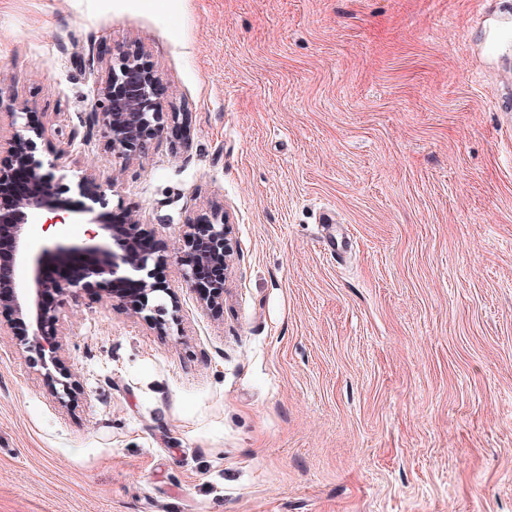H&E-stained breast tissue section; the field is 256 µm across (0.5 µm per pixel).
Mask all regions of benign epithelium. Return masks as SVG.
I'll return each instance as SVG.
<instances>
[{
	"label": "benign epithelium",
	"mask_w": 512,
	"mask_h": 512,
	"mask_svg": "<svg viewBox=\"0 0 512 512\" xmlns=\"http://www.w3.org/2000/svg\"><path fill=\"white\" fill-rule=\"evenodd\" d=\"M160 79L143 62L140 49H126L109 61L105 78L99 83L90 118L105 146L117 159L128 160L148 151L151 141L167 125L182 129L183 144H188L186 113L166 112L159 93ZM7 105L17 119L16 130L8 141L0 142L5 159H0V307L10 310L11 333L21 338L36 352L44 367L58 368L62 361L57 333L50 329L55 308L44 303L52 295L62 297L73 289L84 290L88 283L80 280H53L45 276L51 263H79L82 257H94L90 276L105 281L136 279L140 288L119 295L121 302L159 332L170 328L165 319L167 309L152 305L158 292L169 289L155 280L151 266L159 263L155 253L139 246L142 237L137 215L130 214L126 224H108L96 207L108 204L102 185L91 175H78L77 187L87 202L78 213L84 223L93 225L88 242L82 245L56 244L33 251L25 226L28 213L46 210L53 214L50 221L58 222L71 212L62 192L69 187L55 181L54 171L65 168L68 158L63 149L47 148L48 157L37 154L36 140L44 135L43 128L33 124L24 108L16 106L9 87L0 83V106ZM24 171L31 183V192H13L15 174ZM230 225L225 223L223 209L217 207L208 214L190 217L183 225V242L179 264L184 267L187 286L197 291L207 306H216L224 298V280L206 287L199 284L197 271L203 266L227 268L232 256L229 241ZM47 387L54 393L72 396L73 381H64L46 372Z\"/></svg>",
	"instance_id": "1"
}]
</instances>
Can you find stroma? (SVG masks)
Segmentation results:
<instances>
[{"instance_id":"obj_1","label":"stroma","mask_w":512,"mask_h":512,"mask_svg":"<svg viewBox=\"0 0 512 512\" xmlns=\"http://www.w3.org/2000/svg\"><path fill=\"white\" fill-rule=\"evenodd\" d=\"M512 0H0V83L76 176L136 206L178 301L157 333L61 298L76 401L0 333V512H512ZM140 48L148 155L90 129ZM221 206L209 310L175 262ZM33 212L34 242L81 244ZM142 60L138 48L123 50L112 58L91 106L92 128L117 159L145 154L165 125L181 128L182 143H189L186 113L164 112L160 79Z\"/></svg>"}]
</instances>
